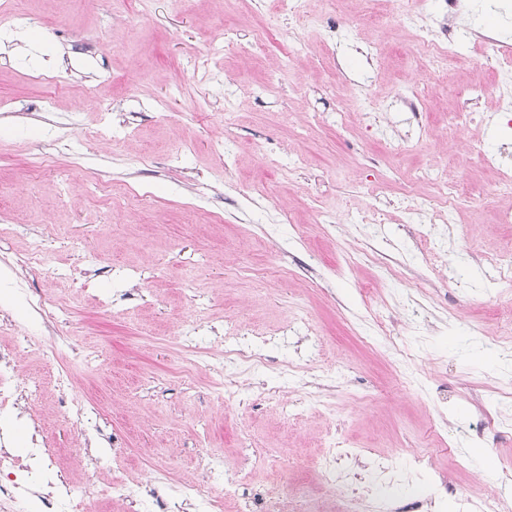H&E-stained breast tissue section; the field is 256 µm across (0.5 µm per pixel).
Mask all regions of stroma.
<instances>
[{
  "label": "stroma",
  "instance_id": "35a3bbf8",
  "mask_svg": "<svg viewBox=\"0 0 512 512\" xmlns=\"http://www.w3.org/2000/svg\"><path fill=\"white\" fill-rule=\"evenodd\" d=\"M439 3L417 0L414 26L378 0L382 28L361 0H304L297 22L282 0H0V16L26 17L0 36V264L15 272L0 343L19 384L39 383L31 409H0L13 424L0 450L45 444L51 479L103 512H154L158 478L195 483L197 512L300 489L342 498L381 456L396 460L390 494L430 512L512 498V279L491 266L512 252L499 218L512 130L487 93L493 50L470 37L512 40V20L463 16L441 72L419 46ZM471 89L485 92L477 116L449 129ZM447 187L446 229L430 208ZM37 297L71 319L48 326ZM249 340L263 363L225 362ZM82 406L86 437L66 422ZM334 444L363 454L340 460L332 490L314 462ZM420 453L432 467H412ZM117 474L130 499H113Z\"/></svg>",
  "mask_w": 512,
  "mask_h": 512
}]
</instances>
